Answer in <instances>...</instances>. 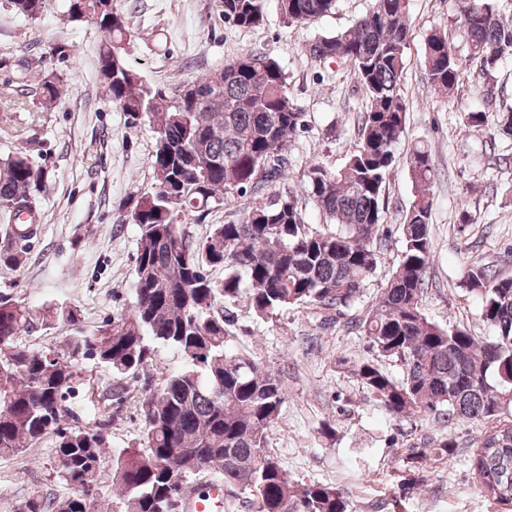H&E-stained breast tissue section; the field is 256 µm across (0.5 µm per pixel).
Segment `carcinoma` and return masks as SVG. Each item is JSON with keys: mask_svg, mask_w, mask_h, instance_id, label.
I'll list each match as a JSON object with an SVG mask.
<instances>
[{"mask_svg": "<svg viewBox=\"0 0 512 512\" xmlns=\"http://www.w3.org/2000/svg\"><path fill=\"white\" fill-rule=\"evenodd\" d=\"M266 0H218L224 21L239 29L263 24ZM16 14L36 19L43 0H11ZM336 0H278L290 23L308 24ZM72 22L92 21L102 34L98 75L112 104L131 118L145 115L155 133L150 166L154 190L132 201L139 228L131 310L88 334L81 314L60 304L39 315L72 328L65 348L34 349L19 342L37 319L31 309L0 301V456H22L54 432L58 479L78 491L50 500L29 495L21 512H100L93 485L118 491L117 512H179L187 480L203 472L253 496L254 512H348L343 491L291 483L265 447L266 432L284 402L281 380L229 347L231 312L226 304L246 299L264 318L292 305L341 312L358 298L375 270L384 236L386 179L396 164L394 147L404 133L408 104L399 86L412 31L406 0H373L365 15L344 31L316 38L309 55L349 63L365 95L358 137L335 171L312 163L306 188L326 227L311 230L295 194L275 190L253 196L242 218L214 224L192 240L188 221L210 206L243 197L277 182L288 149L307 128L285 74L271 56L242 52L224 67L193 79L208 104L146 85L128 63V26L116 0H66ZM460 29L486 90L482 106L467 113L468 126H487L512 137V107L497 103L498 73L512 61V19L500 0H466ZM431 86L449 95L462 62L448 35L427 36L422 60ZM28 66L0 102L11 112L27 94ZM59 96V78L41 84V105ZM414 200L400 222L403 250L396 271L372 310L356 326L379 357L402 363L396 380L370 362L354 374L394 418L455 419L488 424L471 451L474 472L497 509L512 502V277L472 263L463 285L482 304L494 336L479 341L460 326L443 327L423 312L425 273L431 259L432 167L430 151L414 147L407 162ZM44 179L19 151L0 163V211L8 221L33 208L31 194ZM22 253L9 242L0 265L17 267ZM224 276L217 278L214 272ZM172 350L181 367L156 388L144 387L136 412L138 443L108 448L106 420L84 424L65 400L80 364L93 360L118 380L112 396L125 399L126 384L154 359L155 346Z\"/></svg>", "mask_w": 512, "mask_h": 512, "instance_id": "1", "label": "carcinoma"}]
</instances>
